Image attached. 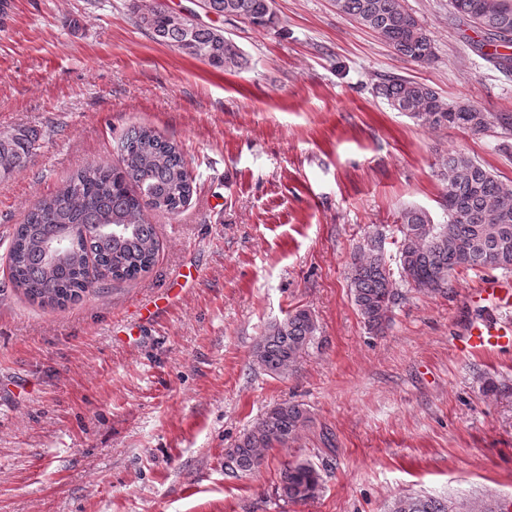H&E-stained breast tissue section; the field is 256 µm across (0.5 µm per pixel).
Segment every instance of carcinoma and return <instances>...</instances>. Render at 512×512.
Wrapping results in <instances>:
<instances>
[{
    "instance_id": "1",
    "label": "carcinoma",
    "mask_w": 512,
    "mask_h": 512,
    "mask_svg": "<svg viewBox=\"0 0 512 512\" xmlns=\"http://www.w3.org/2000/svg\"><path fill=\"white\" fill-rule=\"evenodd\" d=\"M209 12L235 17L258 28L273 23L271 0H206ZM454 14L473 23L492 46L512 45V0H450ZM336 12L371 30L396 55L417 63L435 59V46L404 0H334ZM136 24L160 44L203 60L215 68H239V46L218 28L195 22L164 8L159 0H139ZM378 96L426 128L452 127L481 133L512 117L473 105L450 106L431 86L388 78L376 86ZM483 123L473 125L475 114ZM39 148L37 133L22 126L0 131V180L26 167ZM121 166L94 162L74 172L54 193L37 200L15 226L7 261L12 284L31 302L64 307L80 300L100 279L132 281L153 265L158 241L147 210L176 214L193 193V181L179 146L153 129L130 128L121 139ZM447 220L434 222L428 211H402L398 274L393 279L376 245L359 249L351 268L354 304L369 331L389 327L400 292L397 281L443 294L458 269L512 272V188L470 156L452 152L439 170ZM112 225V234L98 232ZM56 240L64 250L55 258L46 246ZM317 327L310 311L297 309L268 325L254 349L258 368L281 375L291 369L312 342ZM303 405L283 401L226 449L224 467L231 472L260 469L269 451L288 446L308 425ZM322 476L309 460L288 462L280 472L277 494L287 503L317 496ZM389 512H506L502 504L475 506L430 495L396 499Z\"/></svg>"
}]
</instances>
